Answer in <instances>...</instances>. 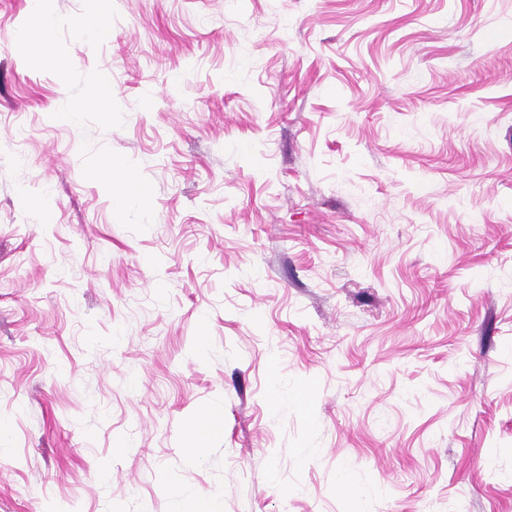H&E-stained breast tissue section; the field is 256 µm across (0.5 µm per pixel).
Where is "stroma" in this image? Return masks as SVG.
Here are the masks:
<instances>
[{
  "instance_id": "1",
  "label": "stroma",
  "mask_w": 512,
  "mask_h": 512,
  "mask_svg": "<svg viewBox=\"0 0 512 512\" xmlns=\"http://www.w3.org/2000/svg\"><path fill=\"white\" fill-rule=\"evenodd\" d=\"M49 7L32 58L0 0V512H512V0Z\"/></svg>"
}]
</instances>
